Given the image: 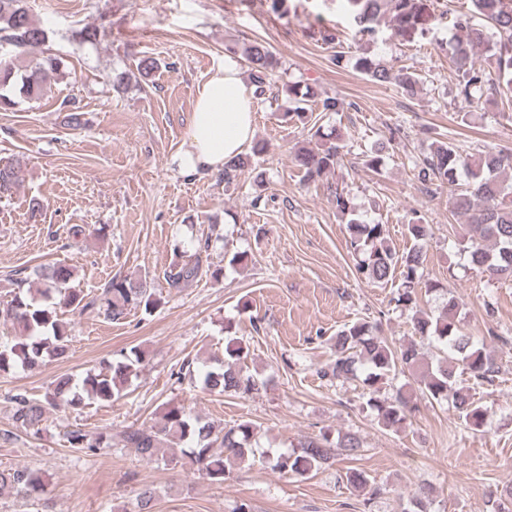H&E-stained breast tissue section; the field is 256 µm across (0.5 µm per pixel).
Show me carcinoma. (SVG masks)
<instances>
[{"mask_svg":"<svg viewBox=\"0 0 512 512\" xmlns=\"http://www.w3.org/2000/svg\"><path fill=\"white\" fill-rule=\"evenodd\" d=\"M359 31L372 33L380 18L388 15L396 27L405 32L424 30L431 24L427 0H346ZM484 21L475 25L472 18ZM456 33L451 56L459 76V95L466 102L479 100L486 94L512 93V3L507 0H470L469 16L455 22ZM498 39L491 42L487 29ZM48 30L35 23L25 0H0V109L15 105V97L37 100L48 91L47 77L64 73V60L47 47ZM487 46L489 68L475 66L473 56L480 46ZM243 55L251 69L255 93L261 96L279 67V58L262 43L244 48ZM32 58V64L20 69L15 61ZM348 61L359 73L377 83H394L403 93L414 96L423 84L422 76L409 68L394 71L374 56L362 53L346 57L336 55V65ZM282 91L288 100L284 119L303 121L313 107L323 112H338L343 104L335 97L317 99L308 85L288 83ZM314 146L296 154L304 179L316 181L335 170L344 144L340 134L324 132L313 125ZM249 155H239L224 163L226 180L252 165ZM423 181H437L452 189L449 203L464 218L460 243L471 262L497 278L512 279V152L490 148L477 155H465L459 147L438 136L430 138L422 160ZM21 162L11 159L0 163V192L6 195L19 183ZM336 209L351 215L347 224L348 243L357 262V273L363 278L385 284L399 280L392 302L408 313L414 334L438 350L426 359L415 342L391 347L379 337L378 327L369 321L345 326L332 337L334 360L323 376L343 381H361L366 389L365 407L377 414L386 427H399L417 409L413 394L398 391L388 399L380 397L381 385L405 372L416 376L420 394L431 402L452 401L464 427L482 433L487 426L486 410L462 384L459 374L466 373L478 383L492 381L494 366L482 341L461 329V305L448 286L429 281L423 275L424 249L432 239L433 229L419 217L412 218L407 231L413 246L399 252L385 235L384 225L362 221L353 216L349 197L335 192ZM209 242L188 249L181 242L173 244V258L165 281L170 288H180L204 276L219 280L222 269L212 267L204 258ZM36 275L41 283V298L15 291L0 303V321L11 322L18 336L0 341V374L19 367L33 369L48 361L64 358L70 349V336L58 318V309L71 308L81 313L104 316L113 322L138 309L151 316L162 305L155 291L141 279L112 278L100 295L88 299L71 288L73 269L64 264L39 267ZM434 298L437 309L423 310L422 296ZM248 352L239 339L227 337L225 355L212 357V364L202 378L203 388L211 393L252 396L266 389L267 381L244 370ZM144 352L133 349L119 353L107 370L89 372L75 380L70 376L56 379L40 397L19 394L14 398L13 423L20 431L42 429L48 414L59 408H78L91 403L118 400L138 366ZM260 428L243 420L227 428H219L199 417H193L185 406L169 401L162 423L150 427L129 428L119 436L118 444L136 456L157 460L164 449L178 448L189 457L199 475L212 482L230 478L234 463L268 466L282 473L305 476L319 470L336 456H353L362 448L354 433H340L331 439L327 433L310 438L289 452L272 455L256 453ZM69 447L81 452H95L112 447V435H91L80 428L66 433ZM42 473L27 468H0V495L29 497L43 491Z\"/></svg>","mask_w":512,"mask_h":512,"instance_id":"carcinoma-1","label":"carcinoma"}]
</instances>
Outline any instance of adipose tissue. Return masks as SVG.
Wrapping results in <instances>:
<instances>
[{
    "mask_svg": "<svg viewBox=\"0 0 512 512\" xmlns=\"http://www.w3.org/2000/svg\"><path fill=\"white\" fill-rule=\"evenodd\" d=\"M257 107L238 61L225 57L198 92L188 135L174 156L177 167L187 174L221 171L250 144Z\"/></svg>",
    "mask_w": 512,
    "mask_h": 512,
    "instance_id": "adipose-tissue-1",
    "label": "adipose tissue"
}]
</instances>
